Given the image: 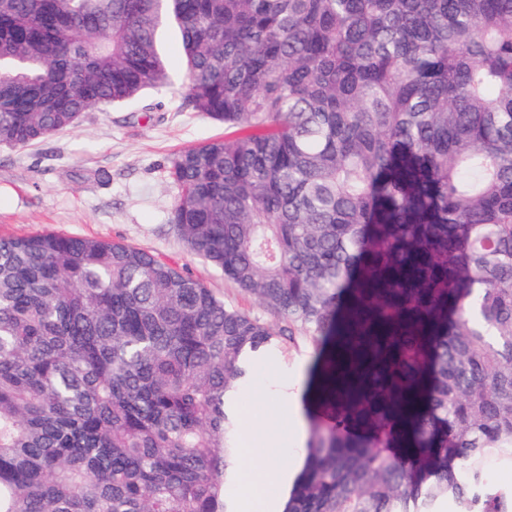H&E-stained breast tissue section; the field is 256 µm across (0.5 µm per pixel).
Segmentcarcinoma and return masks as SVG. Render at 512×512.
I'll return each mask as SVG.
<instances>
[{
  "label": "carcinoma",
  "mask_w": 512,
  "mask_h": 512,
  "mask_svg": "<svg viewBox=\"0 0 512 512\" xmlns=\"http://www.w3.org/2000/svg\"><path fill=\"white\" fill-rule=\"evenodd\" d=\"M187 247L0 238V512H233L238 398L313 348L284 512H512V0H0V144L172 83Z\"/></svg>",
  "instance_id": "obj_1"
}]
</instances>
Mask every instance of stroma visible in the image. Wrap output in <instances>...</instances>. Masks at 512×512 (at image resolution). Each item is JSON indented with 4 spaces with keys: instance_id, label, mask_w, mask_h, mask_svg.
I'll return each instance as SVG.
<instances>
[{
    "instance_id": "1",
    "label": "stroma",
    "mask_w": 512,
    "mask_h": 512,
    "mask_svg": "<svg viewBox=\"0 0 512 512\" xmlns=\"http://www.w3.org/2000/svg\"><path fill=\"white\" fill-rule=\"evenodd\" d=\"M161 47L171 86L137 102L85 115L77 127L25 148L0 144V237L56 232L138 247L202 281L226 307L272 321L254 297L203 258L191 253L171 223L177 191L167 181L171 158L183 148L224 136L223 125L180 112L184 60L174 33ZM310 350L304 339L285 341L252 377L237 404L243 447L252 449L231 494L239 512H261L272 486L246 496L256 472L301 459L307 426L284 425L279 404L300 399Z\"/></svg>"
}]
</instances>
